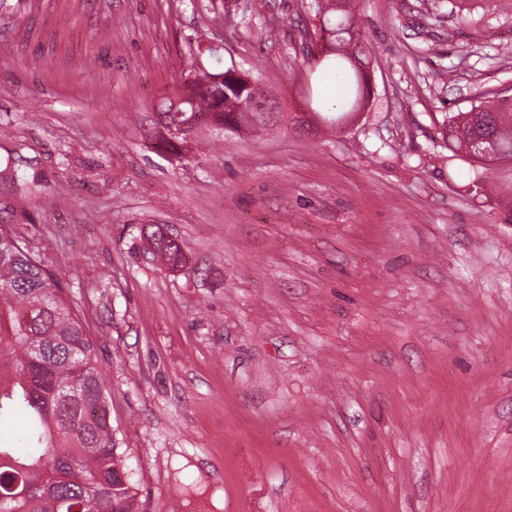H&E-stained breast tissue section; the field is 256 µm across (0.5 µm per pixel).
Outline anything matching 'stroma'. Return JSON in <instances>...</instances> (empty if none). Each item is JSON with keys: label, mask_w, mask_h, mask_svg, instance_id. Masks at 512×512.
I'll use <instances>...</instances> for the list:
<instances>
[{"label": "stroma", "mask_w": 512, "mask_h": 512, "mask_svg": "<svg viewBox=\"0 0 512 512\" xmlns=\"http://www.w3.org/2000/svg\"><path fill=\"white\" fill-rule=\"evenodd\" d=\"M351 9L374 97L309 134L317 0H0V224L94 347L140 512H512V161L448 147L512 86V0ZM218 60L278 125L156 150Z\"/></svg>", "instance_id": "35a3bbf8"}]
</instances>
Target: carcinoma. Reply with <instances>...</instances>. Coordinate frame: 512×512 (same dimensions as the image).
<instances>
[{"label":"carcinoma","instance_id":"carcinoma-1","mask_svg":"<svg viewBox=\"0 0 512 512\" xmlns=\"http://www.w3.org/2000/svg\"><path fill=\"white\" fill-rule=\"evenodd\" d=\"M322 25L334 30L352 11L320 8ZM343 53L326 65L336 81L358 86L351 58L361 50L341 33ZM216 68L195 74L188 93L167 100L158 125H190L212 115L223 125L240 120L238 99L266 100L255 81L225 78ZM326 123L336 125L353 109L334 95L326 98ZM448 147L477 162L512 159V101H481L449 116ZM166 261L179 262L180 248L163 235L155 239ZM58 284L9 232L0 227V419L22 414L28 451L0 441V512H139L131 477H120L123 453L112 433L93 346Z\"/></svg>","mask_w":512,"mask_h":512}]
</instances>
